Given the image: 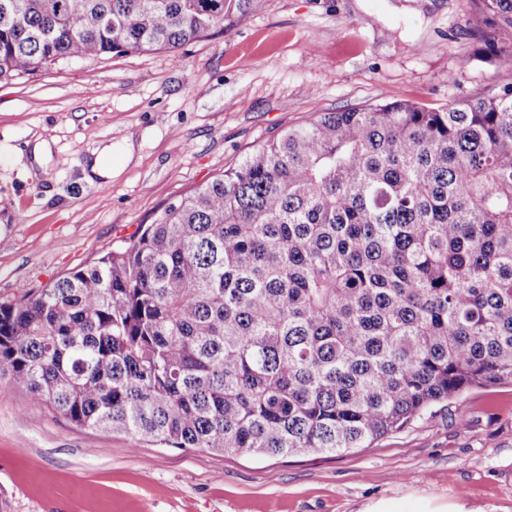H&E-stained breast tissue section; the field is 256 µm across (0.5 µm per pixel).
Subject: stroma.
I'll return each mask as SVG.
<instances>
[{
  "mask_svg": "<svg viewBox=\"0 0 512 512\" xmlns=\"http://www.w3.org/2000/svg\"><path fill=\"white\" fill-rule=\"evenodd\" d=\"M469 0H250L222 35L0 83V300L126 245L172 202L321 112L474 101L497 82ZM47 140L46 167L31 148ZM134 156L87 181L106 143ZM512 512V383L371 447L183 451L67 424L0 377V512Z\"/></svg>",
  "mask_w": 512,
  "mask_h": 512,
  "instance_id": "1",
  "label": "stroma"
}]
</instances>
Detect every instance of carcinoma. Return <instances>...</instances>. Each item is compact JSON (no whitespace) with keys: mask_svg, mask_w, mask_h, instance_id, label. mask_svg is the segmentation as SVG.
Wrapping results in <instances>:
<instances>
[{"mask_svg":"<svg viewBox=\"0 0 512 512\" xmlns=\"http://www.w3.org/2000/svg\"><path fill=\"white\" fill-rule=\"evenodd\" d=\"M0 0V80L224 32L246 0ZM498 84L325 112L51 286L0 301V374L168 448L342 455L512 383V0H470Z\"/></svg>","mask_w":512,"mask_h":512,"instance_id":"cac0c4a2","label":"carcinoma"}]
</instances>
